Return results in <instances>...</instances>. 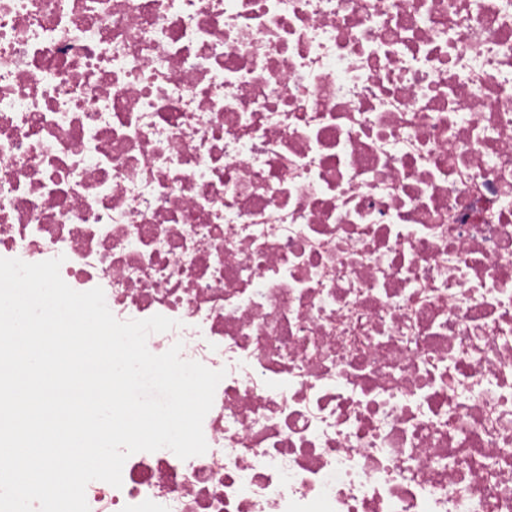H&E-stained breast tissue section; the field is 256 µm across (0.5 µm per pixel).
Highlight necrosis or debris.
<instances>
[{"mask_svg": "<svg viewBox=\"0 0 512 512\" xmlns=\"http://www.w3.org/2000/svg\"><path fill=\"white\" fill-rule=\"evenodd\" d=\"M225 370L90 512H512V0H0V257Z\"/></svg>", "mask_w": 512, "mask_h": 512, "instance_id": "obj_1", "label": "necrosis or debris"}]
</instances>
